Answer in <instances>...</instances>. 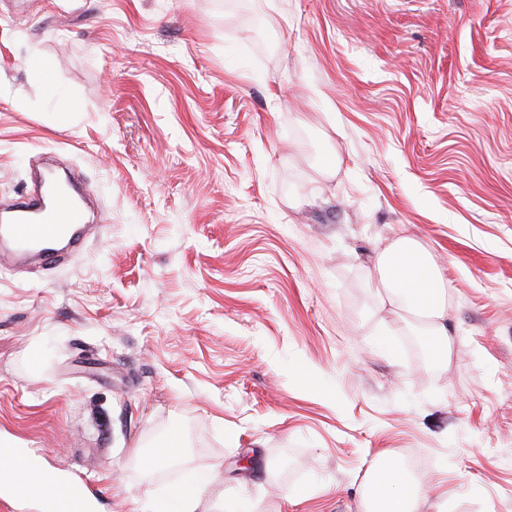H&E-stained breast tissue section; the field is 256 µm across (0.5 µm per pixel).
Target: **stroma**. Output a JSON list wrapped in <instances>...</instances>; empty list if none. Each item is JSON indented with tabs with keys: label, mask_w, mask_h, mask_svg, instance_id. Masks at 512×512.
I'll return each mask as SVG.
<instances>
[{
	"label": "stroma",
	"mask_w": 512,
	"mask_h": 512,
	"mask_svg": "<svg viewBox=\"0 0 512 512\" xmlns=\"http://www.w3.org/2000/svg\"><path fill=\"white\" fill-rule=\"evenodd\" d=\"M47 152L99 227L0 269V436L97 512L187 466L198 512H366L384 453L421 512H512V0H0V198ZM401 236L449 363L373 284Z\"/></svg>",
	"instance_id": "1"
}]
</instances>
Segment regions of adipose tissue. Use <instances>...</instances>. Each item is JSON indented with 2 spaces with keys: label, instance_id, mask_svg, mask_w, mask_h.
Masks as SVG:
<instances>
[{
  "label": "adipose tissue",
  "instance_id": "ef3b65f1",
  "mask_svg": "<svg viewBox=\"0 0 512 512\" xmlns=\"http://www.w3.org/2000/svg\"><path fill=\"white\" fill-rule=\"evenodd\" d=\"M375 277L388 304L421 322L436 356L451 360L456 344L448 328L451 283L428 249L411 237L394 239L379 252ZM0 476L5 479V487L23 499L29 498L30 488L45 491L59 482L54 472L41 468L6 437H0ZM211 480L209 472L184 470L177 483L147 490L146 512H196ZM372 496L381 504L383 512H420L417 487L406 484L400 465L376 472Z\"/></svg>",
  "mask_w": 512,
  "mask_h": 512
}]
</instances>
